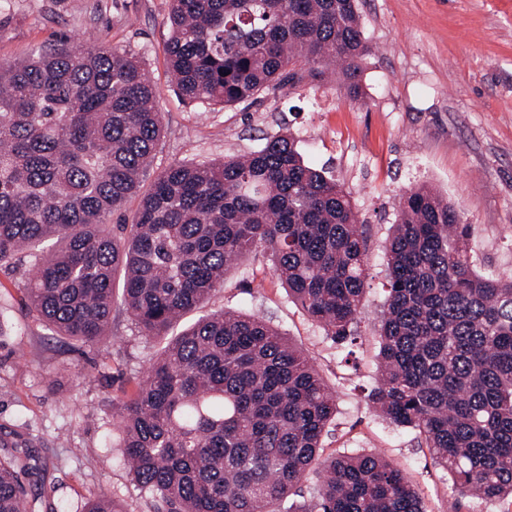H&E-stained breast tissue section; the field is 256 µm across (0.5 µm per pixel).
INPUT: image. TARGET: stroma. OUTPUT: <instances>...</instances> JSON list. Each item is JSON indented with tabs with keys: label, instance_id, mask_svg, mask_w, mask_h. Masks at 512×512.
Here are the masks:
<instances>
[{
	"label": "stroma",
	"instance_id": "1",
	"mask_svg": "<svg viewBox=\"0 0 512 512\" xmlns=\"http://www.w3.org/2000/svg\"><path fill=\"white\" fill-rule=\"evenodd\" d=\"M375 54L361 103L334 75L282 86L256 102L204 109L170 83L165 55L170 0H9L0 8V63L24 61L62 39H103L136 54L157 86L164 134L154 172L176 163H220L289 129L305 163L350 191L365 229L368 276L355 343L327 336L288 296L267 253H247L224 276L205 311L234 310L269 322L336 391V420L321 454L375 452L418 490L426 512H512V500L457 498L448 473L414 430L383 419L368 400L377 385V334L385 309L386 246L395 203L425 186L472 227L473 267L512 274V0H358ZM28 256L0 265V423L33 440L45 471L31 489L83 512L100 492L127 512H152L123 467L112 403L132 396L162 338L142 336L115 304L104 348L58 336L28 307Z\"/></svg>",
	"mask_w": 512,
	"mask_h": 512
}]
</instances>
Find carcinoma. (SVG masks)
<instances>
[{"label": "carcinoma", "instance_id": "carcinoma-1", "mask_svg": "<svg viewBox=\"0 0 512 512\" xmlns=\"http://www.w3.org/2000/svg\"><path fill=\"white\" fill-rule=\"evenodd\" d=\"M168 69L201 108L335 68L353 102L372 56L355 0H172ZM159 90L133 53L64 39L0 65V262L48 240L25 288L54 331L100 348L114 282L144 336L204 307L224 273L269 253L289 296L338 341L365 294L367 243L345 191L276 134L219 164H174L141 192L163 133ZM142 194L117 231L112 214ZM471 225L426 187L405 191L387 248L379 384L389 422L419 432L461 498L512 496V279L478 273ZM124 464L154 512H280L319 461L336 392L266 321L225 310L171 337L133 397L112 404ZM0 512H55L29 494L31 440L0 434ZM297 512H425L377 453L323 465ZM84 512H126L107 493Z\"/></svg>", "mask_w": 512, "mask_h": 512}]
</instances>
